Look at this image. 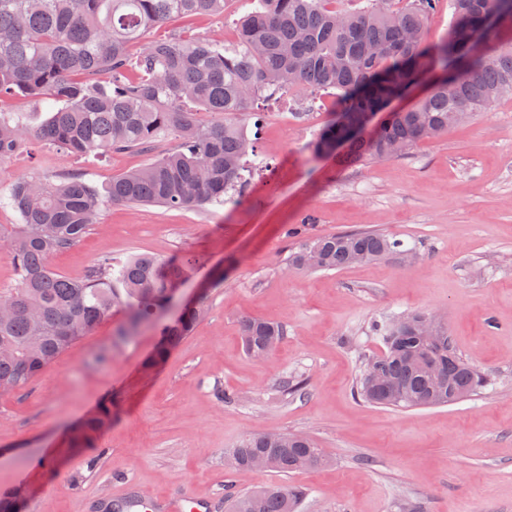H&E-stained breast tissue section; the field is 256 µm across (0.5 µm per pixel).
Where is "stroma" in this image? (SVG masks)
<instances>
[{
    "mask_svg": "<svg viewBox=\"0 0 512 512\" xmlns=\"http://www.w3.org/2000/svg\"><path fill=\"white\" fill-rule=\"evenodd\" d=\"M253 7L226 0L223 15L183 18L149 36L232 44ZM333 106V94L296 90L255 101L262 119L248 131L265 164L248 165L235 204L108 205L98 227L53 256V268L73 279L104 254L176 259L185 265L176 305L200 298L208 313L148 371L158 325L113 342L126 320L114 309L28 387L0 395V494L23 491L25 512H96L131 483L149 495L190 492L208 512H225L230 481L240 492L305 488L299 512H512V99L407 156L346 167L311 157ZM149 160L137 151L78 158L35 142L0 164V189L30 173L55 181L79 171L102 184ZM308 214L315 221L306 225ZM352 231L415 243L418 257L288 269L302 238ZM404 312L441 314L486 386L448 406L358 398L363 361L385 350L372 324ZM250 316L286 330L263 361L242 348ZM103 348L108 364L91 365ZM222 391L234 402H221ZM107 400L111 424L93 447L71 450V428ZM274 432L307 434L329 461L292 474L227 475L226 450Z\"/></svg>",
    "mask_w": 512,
    "mask_h": 512,
    "instance_id": "stroma-1",
    "label": "stroma"
}]
</instances>
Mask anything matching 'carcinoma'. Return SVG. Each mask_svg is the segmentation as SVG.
Listing matches in <instances>:
<instances>
[{
    "label": "carcinoma",
    "instance_id": "carcinoma-1",
    "mask_svg": "<svg viewBox=\"0 0 512 512\" xmlns=\"http://www.w3.org/2000/svg\"><path fill=\"white\" fill-rule=\"evenodd\" d=\"M240 22L239 40L148 39L145 33L182 17L224 14V0H0V98L38 97L50 116L31 130L0 113V164L33 139L74 156L139 150L155 155L144 167L94 184L81 173L59 182L38 176L16 180L0 207L21 223L0 225L18 285L0 293V394L28 386L38 373L88 335L118 307L127 311L117 341L136 337L141 324L169 301L181 267L141 254L117 262L98 259L82 280L50 264L91 230L107 204H158L172 209L225 201L242 186L243 158L253 150L241 116L267 92L297 89L313 97L336 95L333 118L319 130L313 156L347 146L343 163L405 155L448 133L474 112L512 97V0H448L452 20L436 42L425 40L439 0H357L351 10L336 0H256ZM481 38L478 50L470 47ZM136 52H130L131 48ZM441 73L431 92L390 112L370 135L355 132L365 114L383 112L422 73ZM212 116L199 120V112ZM175 138L178 145L158 152ZM319 253L318 271L407 256L414 247L373 231L309 238L288 257L308 270L307 252ZM203 304L162 325L147 367L164 360L190 333ZM425 313H409L403 327L379 321L372 330L386 350L368 360L392 384L372 388L365 377L357 394L368 402L409 409L453 404L486 383L462 359L448 334L420 335ZM245 352L269 358L284 330L257 317L242 320ZM112 420L102 404L72 435L84 447ZM294 433L260 434L225 454L232 473H294L327 461L313 441H284ZM304 492L266 485L231 499V512H297Z\"/></svg>",
    "mask_w": 512,
    "mask_h": 512
}]
</instances>
